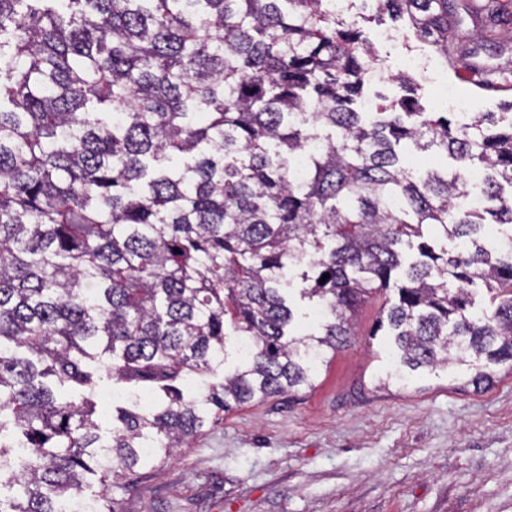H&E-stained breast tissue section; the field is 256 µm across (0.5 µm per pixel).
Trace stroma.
<instances>
[{
    "instance_id": "35a3bbf8",
    "label": "stroma",
    "mask_w": 512,
    "mask_h": 512,
    "mask_svg": "<svg viewBox=\"0 0 512 512\" xmlns=\"http://www.w3.org/2000/svg\"><path fill=\"white\" fill-rule=\"evenodd\" d=\"M406 44L377 53L383 80L367 86L404 95L406 47L429 53L408 23ZM478 21L448 27L447 83L419 80L416 96L440 111L445 92L466 103L461 122L512 102V44L481 47ZM498 70L480 89L459 77L465 65ZM386 298L361 308L349 342L328 354L313 388L254 400L206 424L190 447L118 493L119 512H512V367L492 366L494 382L468 386L465 367L418 371L382 386L396 359L372 329Z\"/></svg>"
}]
</instances>
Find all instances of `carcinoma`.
<instances>
[{"instance_id": "1", "label": "carcinoma", "mask_w": 512, "mask_h": 512, "mask_svg": "<svg viewBox=\"0 0 512 512\" xmlns=\"http://www.w3.org/2000/svg\"><path fill=\"white\" fill-rule=\"evenodd\" d=\"M326 2L0 0V512H117L206 424L312 386L389 289L401 365L512 363V113L359 111L366 40ZM459 8L512 43L496 0H377L444 55ZM401 144L456 167L418 180ZM293 266L326 314L300 338ZM231 336L251 355L212 382Z\"/></svg>"}]
</instances>
